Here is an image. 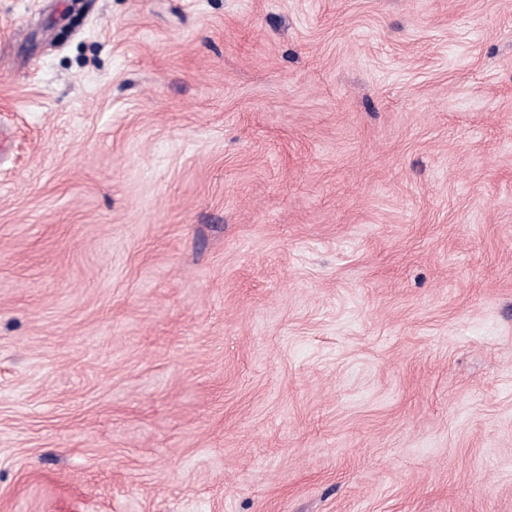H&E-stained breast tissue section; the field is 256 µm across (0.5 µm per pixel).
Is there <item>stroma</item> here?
Wrapping results in <instances>:
<instances>
[{
  "label": "stroma",
  "mask_w": 512,
  "mask_h": 512,
  "mask_svg": "<svg viewBox=\"0 0 512 512\" xmlns=\"http://www.w3.org/2000/svg\"><path fill=\"white\" fill-rule=\"evenodd\" d=\"M0 512H512V0H0Z\"/></svg>",
  "instance_id": "stroma-1"
}]
</instances>
